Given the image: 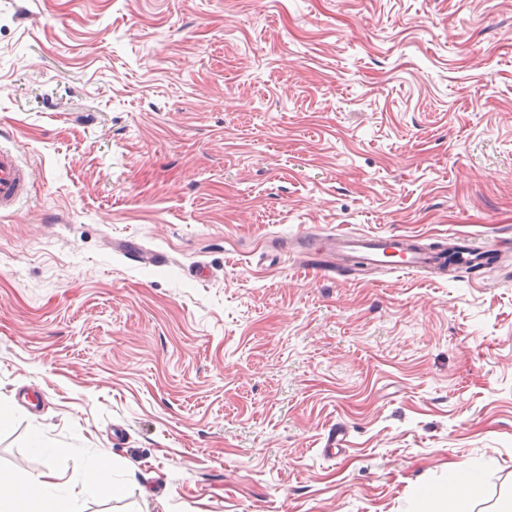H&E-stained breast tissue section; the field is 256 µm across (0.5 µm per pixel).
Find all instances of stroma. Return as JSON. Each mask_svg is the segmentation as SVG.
<instances>
[{
	"instance_id": "1",
	"label": "stroma",
	"mask_w": 512,
	"mask_h": 512,
	"mask_svg": "<svg viewBox=\"0 0 512 512\" xmlns=\"http://www.w3.org/2000/svg\"><path fill=\"white\" fill-rule=\"evenodd\" d=\"M1 144L0 471L76 512L512 498V0H0ZM336 232L495 260L301 245ZM29 176L16 152L0 146V212L12 210L29 192ZM327 237L329 249L359 269L394 268L412 273L438 265L436 252L412 248L419 235L336 233ZM91 489L100 497L114 499L122 494L121 488L112 481L108 467L103 462H94L87 467ZM483 495L484 483L478 468L451 472L444 485L424 489L421 493V497L434 510L415 512H473L474 503Z\"/></svg>"
}]
</instances>
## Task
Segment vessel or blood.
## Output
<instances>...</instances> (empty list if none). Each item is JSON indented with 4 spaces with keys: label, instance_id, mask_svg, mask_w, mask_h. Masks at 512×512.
I'll return each instance as SVG.
<instances>
[{
    "label": "vessel or blood",
    "instance_id": "b4317fda",
    "mask_svg": "<svg viewBox=\"0 0 512 512\" xmlns=\"http://www.w3.org/2000/svg\"><path fill=\"white\" fill-rule=\"evenodd\" d=\"M29 177L16 152L0 146V212L13 209L29 192ZM414 234L336 233L327 238L337 256L360 269L392 268L412 273L436 266L435 252L417 247Z\"/></svg>",
    "mask_w": 512,
    "mask_h": 512
}]
</instances>
